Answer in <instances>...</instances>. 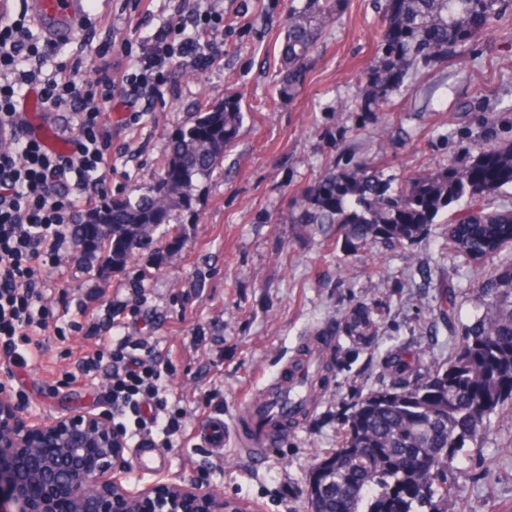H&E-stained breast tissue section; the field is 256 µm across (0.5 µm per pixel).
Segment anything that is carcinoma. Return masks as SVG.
<instances>
[{
    "mask_svg": "<svg viewBox=\"0 0 512 512\" xmlns=\"http://www.w3.org/2000/svg\"><path fill=\"white\" fill-rule=\"evenodd\" d=\"M340 0H308L288 21L282 55L288 64L277 94L292 98L303 67ZM500 0H387L378 59L360 109L381 105L419 62L455 55L498 13ZM244 115L228 97L195 113L174 137L154 183L109 197L85 211L76 232L85 256L121 270L134 250L169 224L172 212L190 206L194 182L208 177L236 140ZM512 185V143L467 163L453 161L434 173H416L396 189L366 164L324 174L293 204L296 222L336 235L345 253L413 245L442 211L448 244L475 267L512 247V210H488L479 200ZM99 224L112 226L100 238ZM478 313L456 351L422 367L419 353L401 348L383 359L391 383L361 396L344 418L337 448L318 457L303 490L306 512H448L456 493L451 475L459 455L484 431L490 415L512 405V262L477 280ZM438 319L452 326L453 295L442 290ZM371 306L359 303L336 313L335 323L305 344L320 367L310 382L315 398L333 371L329 336L366 339L378 335Z\"/></svg>",
    "mask_w": 512,
    "mask_h": 512,
    "instance_id": "obj_1",
    "label": "carcinoma"
}]
</instances>
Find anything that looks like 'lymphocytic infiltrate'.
I'll use <instances>...</instances> for the list:
<instances>
[{
	"instance_id": "lymphocytic-infiltrate-1",
	"label": "lymphocytic infiltrate",
	"mask_w": 512,
	"mask_h": 512,
	"mask_svg": "<svg viewBox=\"0 0 512 512\" xmlns=\"http://www.w3.org/2000/svg\"><path fill=\"white\" fill-rule=\"evenodd\" d=\"M171 3L169 18L142 42L119 41L111 29L101 30L104 49L131 58L134 74L105 62L81 85L72 74L82 60L43 76L51 42L35 41L24 20L0 16V349L15 365H26V350L54 317L43 303L36 262L57 259L73 235L70 191L78 190L89 208L108 194L112 128L104 119L106 104L133 81L163 85L167 67L181 60L205 71L223 53L217 35L224 13L213 0L191 9L185 0ZM32 91L45 119L65 137L60 148L46 147L21 110ZM141 348L126 336L112 346V424L130 441L157 432L183 435V414L168 406L160 363Z\"/></svg>"
}]
</instances>
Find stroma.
I'll list each match as a JSON object with an SVG mask.
<instances>
[{
    "label": "stroma",
    "instance_id": "stroma-1",
    "mask_svg": "<svg viewBox=\"0 0 512 512\" xmlns=\"http://www.w3.org/2000/svg\"><path fill=\"white\" fill-rule=\"evenodd\" d=\"M306 0H224V54L206 72L171 68L149 98L115 97L111 194L151 183L170 140L204 102L239 100L244 121L235 144L207 179L196 182L190 211H174L185 242L155 235L137 260L112 271L88 263L70 240L39 276L56 322L39 336L25 368L8 374L12 394L33 415L76 407L111 410L105 369L80 372L85 354L111 355L112 339L152 346L163 366L170 407L184 413L182 437L136 471L210 483L256 512H303L302 491L317 455L336 447L346 413L368 390L385 386L388 351L406 347L423 363L445 359L476 314L474 275L448 245L440 213L415 245L379 247L371 263L344 255L321 234L290 223L295 198L327 171L377 164L393 183L417 172L469 161L512 141V0L457 57L419 66L374 113L359 110L376 55L385 0H343L307 62L296 97L275 99L290 13ZM92 22L116 38H146L170 10L149 15L123 0H89ZM453 284L454 327L435 317L442 286ZM144 297L138 314H116L128 288ZM368 303L379 323L374 349L348 337L336 344L328 387L306 420L284 432L278 449L256 459L237 439L251 403L288 369L310 334L337 311ZM224 433L217 449L203 439ZM458 496L448 512H512V409L491 423L459 462Z\"/></svg>",
    "mask_w": 512,
    "mask_h": 512
}]
</instances>
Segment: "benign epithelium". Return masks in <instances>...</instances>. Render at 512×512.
Listing matches in <instances>:
<instances>
[{"label":"benign epithelium","instance_id":"1","mask_svg":"<svg viewBox=\"0 0 512 512\" xmlns=\"http://www.w3.org/2000/svg\"><path fill=\"white\" fill-rule=\"evenodd\" d=\"M123 435L106 411L78 408L56 418L22 413L0 393V512H235L216 486L133 481Z\"/></svg>","mask_w":512,"mask_h":512}]
</instances>
